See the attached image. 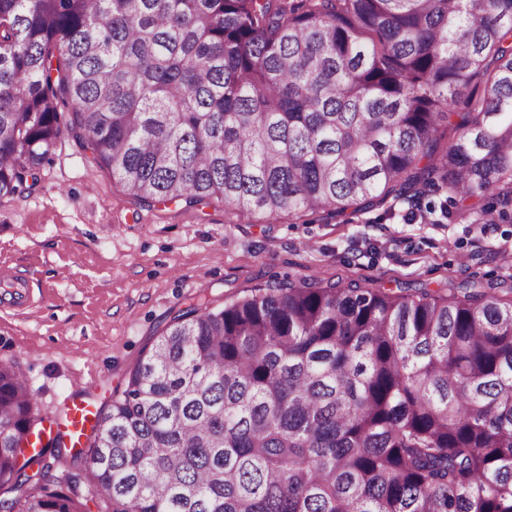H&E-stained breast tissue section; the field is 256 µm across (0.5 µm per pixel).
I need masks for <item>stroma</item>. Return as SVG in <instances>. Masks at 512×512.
Listing matches in <instances>:
<instances>
[{"mask_svg": "<svg viewBox=\"0 0 512 512\" xmlns=\"http://www.w3.org/2000/svg\"><path fill=\"white\" fill-rule=\"evenodd\" d=\"M51 157L30 193L0 199V270L27 291L11 302L0 288V360L21 365L55 429L69 398L108 411L113 389L194 297L220 309L284 281L512 286V215L429 224L401 200L271 220L216 198L147 205L72 135Z\"/></svg>", "mask_w": 512, "mask_h": 512, "instance_id": "obj_1", "label": "stroma"}]
</instances>
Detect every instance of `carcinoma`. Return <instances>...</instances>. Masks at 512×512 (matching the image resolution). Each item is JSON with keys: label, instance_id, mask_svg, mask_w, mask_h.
<instances>
[{"label": "carcinoma", "instance_id": "cac0c4a2", "mask_svg": "<svg viewBox=\"0 0 512 512\" xmlns=\"http://www.w3.org/2000/svg\"><path fill=\"white\" fill-rule=\"evenodd\" d=\"M66 132L143 203L338 216L445 188L430 223L492 222L512 0H0V198ZM508 293L193 299L98 415L86 476H48L59 431L21 453L44 418L0 361V512H512Z\"/></svg>", "mask_w": 512, "mask_h": 512}]
</instances>
